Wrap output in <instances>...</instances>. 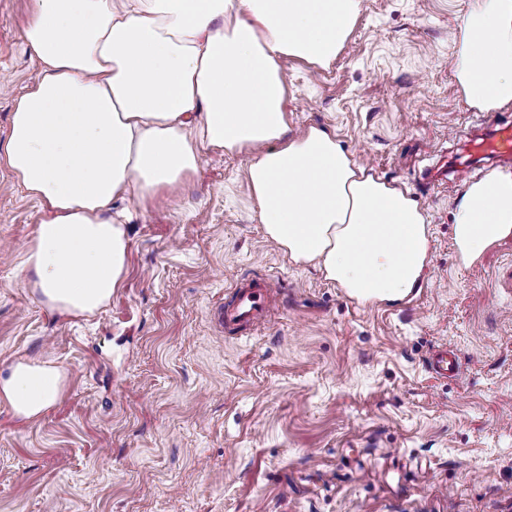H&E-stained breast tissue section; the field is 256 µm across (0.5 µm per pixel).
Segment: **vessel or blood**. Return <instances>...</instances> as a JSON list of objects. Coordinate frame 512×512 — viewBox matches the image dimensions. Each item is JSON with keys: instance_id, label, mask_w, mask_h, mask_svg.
I'll return each mask as SVG.
<instances>
[{"instance_id": "obj_1", "label": "vessel or blood", "mask_w": 512, "mask_h": 512, "mask_svg": "<svg viewBox=\"0 0 512 512\" xmlns=\"http://www.w3.org/2000/svg\"><path fill=\"white\" fill-rule=\"evenodd\" d=\"M485 137L489 153L495 157H512V128L486 120ZM278 306V291L266 279H241L230 288L219 310V321L225 333L236 335L263 325ZM425 367L432 377L445 379L458 376L460 364L454 350L447 346L433 349Z\"/></svg>"}]
</instances>
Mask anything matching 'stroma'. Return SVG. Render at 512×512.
I'll use <instances>...</instances> for the list:
<instances>
[{"label": "stroma", "mask_w": 512, "mask_h": 512, "mask_svg": "<svg viewBox=\"0 0 512 512\" xmlns=\"http://www.w3.org/2000/svg\"><path fill=\"white\" fill-rule=\"evenodd\" d=\"M469 0H362L336 60L286 59L293 129L336 134L428 216L419 292L360 303L271 242L249 154L205 153L186 185L113 202L128 231L120 288L88 316L51 313L24 286L40 218L0 167V372L59 367L32 419L0 398V512H512V237L460 264L452 207L495 163L471 138L483 111L457 82L451 34ZM31 0H0V142L37 58ZM459 179L424 187V161ZM265 275L271 322L217 329L225 287ZM450 344L459 377L433 378Z\"/></svg>", "instance_id": "1"}]
</instances>
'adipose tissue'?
<instances>
[{"label": "adipose tissue", "mask_w": 512, "mask_h": 512, "mask_svg": "<svg viewBox=\"0 0 512 512\" xmlns=\"http://www.w3.org/2000/svg\"><path fill=\"white\" fill-rule=\"evenodd\" d=\"M360 11L361 0H32L25 39L38 71L0 142V164L42 212L27 287L62 315L99 311L127 261L113 199L173 191L216 151L253 153L250 193L295 263L317 262L360 302L413 292L430 246L417 202L324 129L288 125L283 60L328 67ZM453 39L468 103L512 104V0H471ZM453 224L466 264L512 236V170L469 183ZM61 379L20 362L0 375V396L30 419Z\"/></svg>", "instance_id": "obj_1"}]
</instances>
